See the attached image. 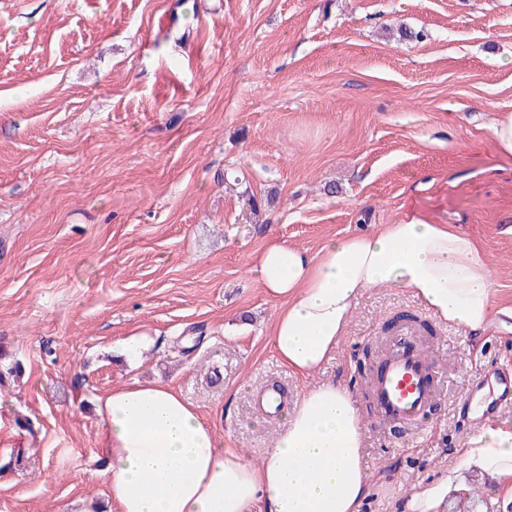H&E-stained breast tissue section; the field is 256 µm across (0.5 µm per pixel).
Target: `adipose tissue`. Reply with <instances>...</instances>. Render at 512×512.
<instances>
[{"label":"adipose tissue","instance_id":"ef3b65f1","mask_svg":"<svg viewBox=\"0 0 512 512\" xmlns=\"http://www.w3.org/2000/svg\"><path fill=\"white\" fill-rule=\"evenodd\" d=\"M257 273L279 305L271 340L303 379L333 359L360 296L408 290L445 322L483 334L512 319L493 307L494 281L475 238L451 224H382L329 241L317 255L270 242ZM104 476L115 512H361L370 491L365 427L346 385L309 387L256 463L224 447L179 392L135 382L102 398ZM460 465L499 479L512 501V432L485 428L459 451ZM457 471L414 491L402 512H442Z\"/></svg>","mask_w":512,"mask_h":512}]
</instances>
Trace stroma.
Returning a JSON list of instances; mask_svg holds the SVG:
<instances>
[{
    "instance_id": "obj_1",
    "label": "stroma",
    "mask_w": 512,
    "mask_h": 512,
    "mask_svg": "<svg viewBox=\"0 0 512 512\" xmlns=\"http://www.w3.org/2000/svg\"><path fill=\"white\" fill-rule=\"evenodd\" d=\"M512 0H0V512H97L96 399L162 382L250 461L307 382L276 358L270 240L331 239L415 219L456 224L512 306ZM411 312L437 361L418 432L367 430L363 512H399L467 446L468 382L512 371L489 335L403 289L366 290L334 361L369 418L364 347ZM141 335L137 359L123 343ZM489 130L504 158L512 157V113H499L489 125Z\"/></svg>"
}]
</instances>
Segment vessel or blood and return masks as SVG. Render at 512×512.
Returning <instances> with one entry per match:
<instances>
[{
    "label": "vessel or blood",
    "instance_id": "b4317fda",
    "mask_svg": "<svg viewBox=\"0 0 512 512\" xmlns=\"http://www.w3.org/2000/svg\"><path fill=\"white\" fill-rule=\"evenodd\" d=\"M436 374V362L430 353L407 346L402 338L394 342L381 374L370 385L374 424H422L427 409L438 397ZM469 390L488 393L474 427L493 422L504 409L512 407V375L485 373L470 383Z\"/></svg>",
    "mask_w": 512,
    "mask_h": 512
}]
</instances>
